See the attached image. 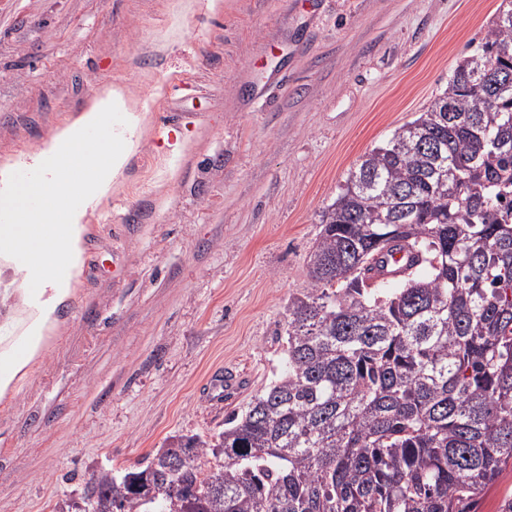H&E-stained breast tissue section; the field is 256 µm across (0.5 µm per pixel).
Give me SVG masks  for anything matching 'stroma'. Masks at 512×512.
Listing matches in <instances>:
<instances>
[{
	"label": "stroma",
	"instance_id": "35a3bbf8",
	"mask_svg": "<svg viewBox=\"0 0 512 512\" xmlns=\"http://www.w3.org/2000/svg\"><path fill=\"white\" fill-rule=\"evenodd\" d=\"M0 0V163L107 86L143 117L89 213L61 341L0 410V512L209 436L281 368L322 210L427 110L502 0ZM237 378L222 404L200 385Z\"/></svg>",
	"mask_w": 512,
	"mask_h": 512
}]
</instances>
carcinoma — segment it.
<instances>
[{"label": "carcinoma", "mask_w": 512, "mask_h": 512, "mask_svg": "<svg viewBox=\"0 0 512 512\" xmlns=\"http://www.w3.org/2000/svg\"><path fill=\"white\" fill-rule=\"evenodd\" d=\"M512 0L322 211L283 367L210 437L102 468L83 510L472 512L512 466ZM418 266L369 276L385 248Z\"/></svg>", "instance_id": "1"}]
</instances>
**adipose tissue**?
Listing matches in <instances>:
<instances>
[{
	"instance_id": "1",
	"label": "adipose tissue",
	"mask_w": 512,
	"mask_h": 512,
	"mask_svg": "<svg viewBox=\"0 0 512 512\" xmlns=\"http://www.w3.org/2000/svg\"><path fill=\"white\" fill-rule=\"evenodd\" d=\"M140 124L109 87L35 151L0 165V402H12L73 307L87 214L134 154Z\"/></svg>"
}]
</instances>
